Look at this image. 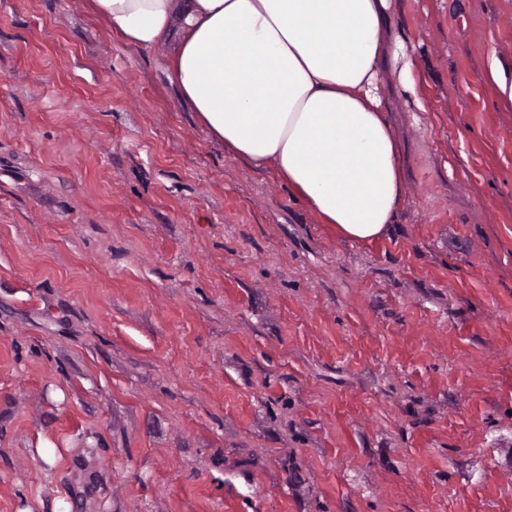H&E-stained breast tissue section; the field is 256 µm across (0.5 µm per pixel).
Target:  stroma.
Listing matches in <instances>:
<instances>
[{"instance_id": "obj_1", "label": "stroma", "mask_w": 512, "mask_h": 512, "mask_svg": "<svg viewBox=\"0 0 512 512\" xmlns=\"http://www.w3.org/2000/svg\"><path fill=\"white\" fill-rule=\"evenodd\" d=\"M392 10L352 242L87 0H0V512H512V0Z\"/></svg>"}]
</instances>
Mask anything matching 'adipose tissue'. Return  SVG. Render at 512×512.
I'll list each match as a JSON object with an SVG mask.
<instances>
[{"label":"adipose tissue","mask_w":512,"mask_h":512,"mask_svg":"<svg viewBox=\"0 0 512 512\" xmlns=\"http://www.w3.org/2000/svg\"><path fill=\"white\" fill-rule=\"evenodd\" d=\"M125 44L161 52L178 100L235 158L270 166L350 241L385 237L402 150L381 70L391 0H90Z\"/></svg>","instance_id":"obj_1"}]
</instances>
